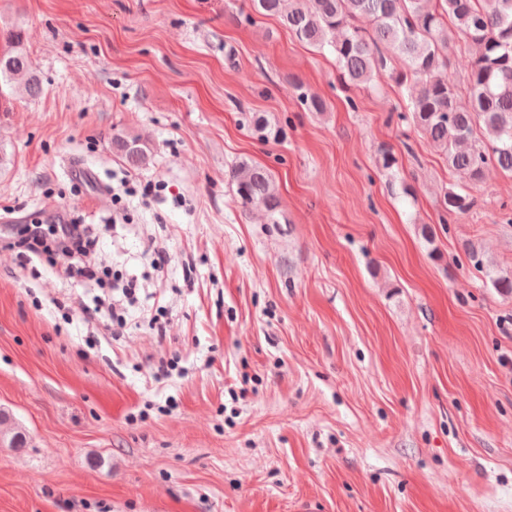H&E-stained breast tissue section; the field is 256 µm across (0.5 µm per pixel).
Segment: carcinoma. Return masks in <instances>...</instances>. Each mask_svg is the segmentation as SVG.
Instances as JSON below:
<instances>
[{"label":"carcinoma","mask_w":512,"mask_h":512,"mask_svg":"<svg viewBox=\"0 0 512 512\" xmlns=\"http://www.w3.org/2000/svg\"><path fill=\"white\" fill-rule=\"evenodd\" d=\"M253 11L275 16L301 41L330 47L347 87L375 82L392 58L406 71L395 76L408 103L402 120L441 149L448 168L476 185L489 166L512 173V0H251ZM472 48L467 79L469 103L457 101L448 78V48L453 36ZM19 33L8 35L0 52L3 86L30 97L40 90L37 71L22 48ZM117 151L133 167L145 165L150 148L139 138L117 137ZM242 208L264 209L270 223L279 219V191L271 172L240 161L229 171ZM475 204L467 191L445 190L444 217L467 213ZM492 286L512 296V273L487 271ZM0 443L21 448L17 427L0 432Z\"/></svg>","instance_id":"carcinoma-1"}]
</instances>
